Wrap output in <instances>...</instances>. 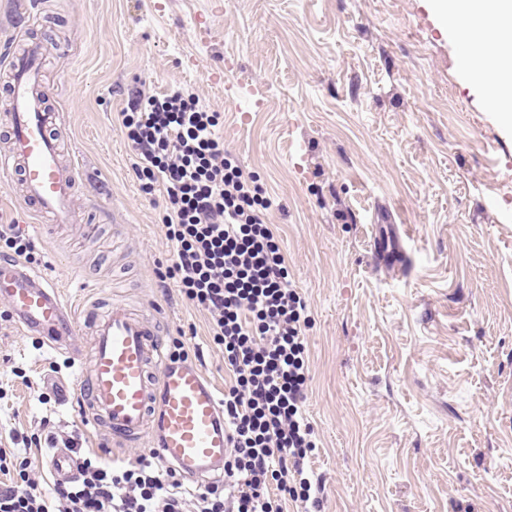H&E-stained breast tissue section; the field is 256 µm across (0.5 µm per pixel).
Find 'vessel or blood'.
<instances>
[{"instance_id":"obj_1","label":"vessel or blood","mask_w":512,"mask_h":512,"mask_svg":"<svg viewBox=\"0 0 512 512\" xmlns=\"http://www.w3.org/2000/svg\"><path fill=\"white\" fill-rule=\"evenodd\" d=\"M45 52L43 44L32 42L0 57L11 77L0 101L9 129L0 149V175L19 180L22 200L35 215L71 224L79 171L63 163L54 135L66 118L46 107L51 92L39 79ZM0 298L25 334L53 350L67 348L78 332L89 331L90 357L74 355L81 363L76 390L88 422L105 429L114 446L137 445L154 433L158 461L185 478L202 483L223 470L230 450L223 400L198 366L171 362L153 319L120 304L99 317L79 315L60 288L10 258H0ZM49 467L56 479L68 480L76 473V460L60 448Z\"/></svg>"}]
</instances>
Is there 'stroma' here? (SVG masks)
<instances>
[{"mask_svg":"<svg viewBox=\"0 0 512 512\" xmlns=\"http://www.w3.org/2000/svg\"><path fill=\"white\" fill-rule=\"evenodd\" d=\"M30 2L0 0V49L50 43L42 79L68 114L76 209L104 219L90 238L61 230L0 178V224L34 240L36 270L83 308L115 299L157 319L164 343L229 383L208 314L159 277L163 195L141 191L118 118L134 90L192 89L272 200L308 303L320 512H512V130L430 0ZM377 243L402 264L377 261ZM77 378L0 300V447L46 488L51 448L11 434L46 420L112 447L61 402Z\"/></svg>","mask_w":512,"mask_h":512,"instance_id":"obj_1","label":"stroma"}]
</instances>
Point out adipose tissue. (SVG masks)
Returning <instances> with one entry per match:
<instances>
[{
	"label": "adipose tissue",
	"instance_id": "1",
	"mask_svg": "<svg viewBox=\"0 0 512 512\" xmlns=\"http://www.w3.org/2000/svg\"><path fill=\"white\" fill-rule=\"evenodd\" d=\"M432 8L458 43L471 81L488 90L512 85V0H432Z\"/></svg>",
	"mask_w": 512,
	"mask_h": 512
}]
</instances>
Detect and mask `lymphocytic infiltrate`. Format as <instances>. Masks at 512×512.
Returning <instances> with one entry per match:
<instances>
[{
    "instance_id": "obj_1",
    "label": "lymphocytic infiltrate",
    "mask_w": 512,
    "mask_h": 512,
    "mask_svg": "<svg viewBox=\"0 0 512 512\" xmlns=\"http://www.w3.org/2000/svg\"><path fill=\"white\" fill-rule=\"evenodd\" d=\"M121 117L142 192H164L174 246L164 276L208 314L233 377L224 392V479L187 492L172 469L145 457L109 463L70 436L63 445L75 449L78 473L47 491L26 462L10 466L0 449V512H284L289 501L312 512L307 304L267 222L272 202L225 150L220 113L195 93L176 85L139 92Z\"/></svg>"
}]
</instances>
